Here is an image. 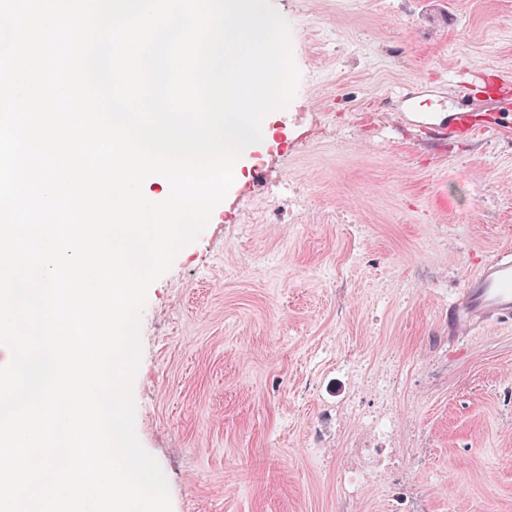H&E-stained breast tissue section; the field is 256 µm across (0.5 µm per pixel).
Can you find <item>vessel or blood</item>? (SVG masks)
Returning a JSON list of instances; mask_svg holds the SVG:
<instances>
[{
    "instance_id": "obj_1",
    "label": "vessel or blood",
    "mask_w": 512,
    "mask_h": 512,
    "mask_svg": "<svg viewBox=\"0 0 512 512\" xmlns=\"http://www.w3.org/2000/svg\"><path fill=\"white\" fill-rule=\"evenodd\" d=\"M455 107L445 117L430 112L410 113L409 119L427 125L431 135L444 140L462 131L472 130L468 113L463 112L464 100L451 95ZM512 320V251L506 250L483 264L468 280L459 297L448 307V329L456 331L462 326H478L489 321Z\"/></svg>"
}]
</instances>
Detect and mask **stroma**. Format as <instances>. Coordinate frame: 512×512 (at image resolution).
<instances>
[{
    "label": "stroma",
    "instance_id": "1",
    "mask_svg": "<svg viewBox=\"0 0 512 512\" xmlns=\"http://www.w3.org/2000/svg\"><path fill=\"white\" fill-rule=\"evenodd\" d=\"M301 78L208 225L149 289L135 433L172 512H512V321L448 305L512 248V0H272ZM470 82L437 141L401 87ZM387 396L383 432L367 417ZM388 496L344 495L352 444ZM408 118L414 123L427 124L431 135L439 140L459 135L462 131L468 130L474 133L480 126L472 124L468 112H448L447 117L437 118L435 112H406Z\"/></svg>",
    "mask_w": 512,
    "mask_h": 512
}]
</instances>
